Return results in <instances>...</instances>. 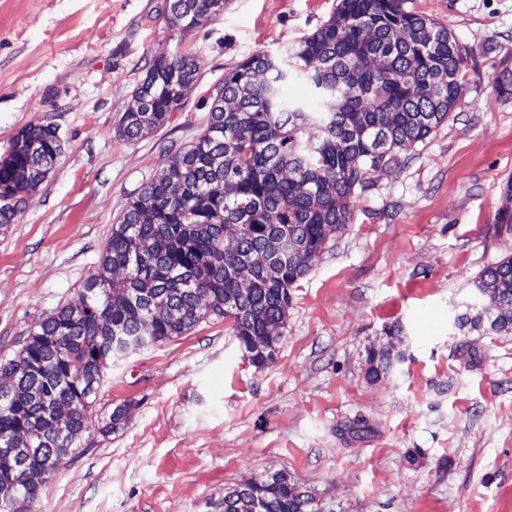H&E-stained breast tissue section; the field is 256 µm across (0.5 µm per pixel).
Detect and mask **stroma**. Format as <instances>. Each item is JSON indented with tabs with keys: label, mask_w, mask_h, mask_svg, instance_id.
I'll return each mask as SVG.
<instances>
[{
	"label": "stroma",
	"mask_w": 512,
	"mask_h": 512,
	"mask_svg": "<svg viewBox=\"0 0 512 512\" xmlns=\"http://www.w3.org/2000/svg\"><path fill=\"white\" fill-rule=\"evenodd\" d=\"M340 0H226L172 31L164 0H0V155L53 123L63 153L18 223L0 230V360L74 300L128 197L203 130L209 90L258 52L281 54ZM467 52L463 94L425 143L370 173L350 224L294 285L273 363L244 359L209 318L106 373L93 423L124 426L52 472L33 512H221L230 487L284 471L338 512H512V332L454 317L486 266L512 256V0H407ZM203 66L163 128L118 132L152 60ZM400 325V334L386 329ZM402 360L367 376L370 351Z\"/></svg>",
	"instance_id": "1"
}]
</instances>
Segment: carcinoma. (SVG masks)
Masks as SVG:
<instances>
[{
	"instance_id": "carcinoma-1",
	"label": "carcinoma",
	"mask_w": 512,
	"mask_h": 512,
	"mask_svg": "<svg viewBox=\"0 0 512 512\" xmlns=\"http://www.w3.org/2000/svg\"><path fill=\"white\" fill-rule=\"evenodd\" d=\"M405 0H341L338 16L283 55L259 52L220 82L224 106L205 129L128 199L97 270L76 300L29 334L0 378V502L26 489L28 469L58 468L124 424L116 406L97 430L88 409L113 349L151 323L156 346L208 317L232 320L242 356L274 360L267 336L284 327L293 286L350 223L366 175L397 164L402 146L423 143L461 95L464 57L448 29ZM214 0H164L172 30L196 28ZM191 52L156 58L134 90L143 104L119 125L128 139L165 126L182 109L177 90L194 82ZM310 82L311 106L288 97L289 80ZM319 135H306L309 127ZM62 154L57 127L23 126L0 157V230L16 223ZM238 234L224 238L226 227ZM473 288L487 309L466 311L459 329L512 330V256L484 268ZM401 359L369 355L377 378ZM223 512H336L286 472L224 495Z\"/></svg>"
}]
</instances>
